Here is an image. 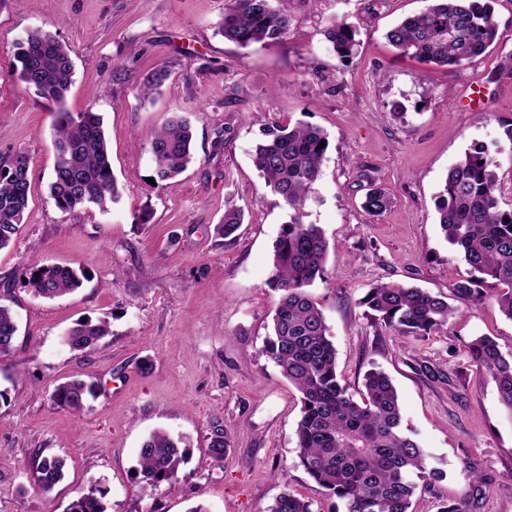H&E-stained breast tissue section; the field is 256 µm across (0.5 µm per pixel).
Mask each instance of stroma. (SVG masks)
Instances as JSON below:
<instances>
[{
    "mask_svg": "<svg viewBox=\"0 0 512 512\" xmlns=\"http://www.w3.org/2000/svg\"><path fill=\"white\" fill-rule=\"evenodd\" d=\"M429 0H274L293 18L277 45L246 48L215 26L224 0H0V157L29 159V206L17 236L0 250V305L18 331L0 354V512H67L99 485L107 512H267L290 490L333 512V501L297 463L298 391L264 353L280 293L270 285L272 243L288 209L252 163L261 124L321 127L329 146L306 207L329 242L322 279L310 287L350 394L378 366L392 379L403 424L429 467L444 473L419 484L414 512H438L487 483L469 512H512V412L495 383L471 363L466 344L496 339L512 355V320L499 288L482 303L455 302L442 331L403 336L360 303L380 283L413 284L450 297L470 275L442 236L435 202L451 165L473 146L496 163L499 205L512 209V0H493L498 44L447 70L403 56L387 31ZM357 26L360 46L340 61L324 32ZM56 33L75 65L67 108L99 112L119 199L106 207L60 211L49 193L54 116L12 69L18 41L34 28ZM168 78L144 96L158 68ZM484 107L461 102L471 84ZM193 128L194 160L160 188L150 143L174 114ZM391 207H361L368 179ZM244 211L235 236L216 231L228 207ZM34 265L83 266L74 292L35 296ZM104 320L109 333L91 351L71 349L67 332ZM93 382L82 412L57 405L64 382ZM182 439L189 460L173 490L146 487L134 471L155 431ZM229 448L209 455L217 435ZM65 462L48 493L36 485V454Z\"/></svg>",
    "mask_w": 512,
    "mask_h": 512,
    "instance_id": "1",
    "label": "stroma"
}]
</instances>
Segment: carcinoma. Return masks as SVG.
<instances>
[{
	"label": "carcinoma",
	"mask_w": 512,
	"mask_h": 512,
	"mask_svg": "<svg viewBox=\"0 0 512 512\" xmlns=\"http://www.w3.org/2000/svg\"><path fill=\"white\" fill-rule=\"evenodd\" d=\"M290 22L273 0H230L217 32L240 47L275 45ZM358 34L355 25L344 21L325 30L326 40L342 61L355 55ZM498 38L490 0H430L424 11L387 33L400 54L449 70L483 54ZM16 61L18 80L34 89L54 114L56 156L50 195L56 206L71 212L116 200L118 187L101 115L91 109L74 115L66 108L74 76L67 45L52 32L36 29L19 44ZM261 133L253 164L265 185L288 207V221L272 245L271 285L281 291V299L264 351L300 393L297 464L336 499L335 512H411L418 483H432L438 472L428 468L421 448L404 432L398 394L384 372L371 369L365 374L360 400L347 394L324 316L307 291L323 276L328 249L322 229L304 221L327 151L320 143L328 142L327 136L321 128L301 122L265 126ZM191 143L187 119L175 116L161 127L150 146L158 186L175 184L191 161ZM493 165L481 148L466 152L448 170L436 208L445 240L478 273L474 279L457 282L454 296L478 304L483 299L481 284L491 279L505 287L498 303L512 320V210L499 207ZM28 170L29 159L23 152L0 160V250L17 235L28 208ZM368 182L362 208L378 216L388 209L391 197L374 179ZM242 223V212L231 208L216 230L228 238ZM84 277L82 268L34 266L27 287L41 298L52 299L74 291ZM362 304L399 334L416 338L440 331L454 312L444 298L400 283L373 286ZM17 331L10 310L0 306V354L11 350ZM107 334V322L81 321L68 332L66 343L90 351ZM466 348L473 365L495 382L501 402L512 411V357H505L488 336L472 340ZM94 390L95 384L74 380L59 385L54 399L80 412ZM186 460L187 449L180 441L154 432L140 449L138 475L150 487L172 490ZM36 469L37 486L46 493L63 479V463L56 457H39ZM484 484L483 477H473L470 491L443 502L439 512H468L469 499ZM104 497L101 488H90L71 502L67 512H106ZM267 512H312V503L283 492Z\"/></svg>",
	"instance_id": "1"
}]
</instances>
